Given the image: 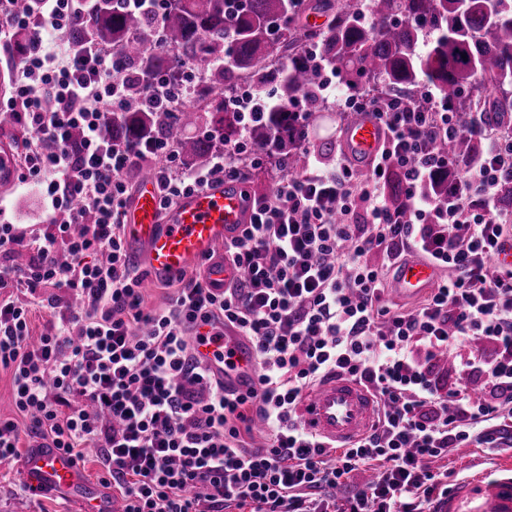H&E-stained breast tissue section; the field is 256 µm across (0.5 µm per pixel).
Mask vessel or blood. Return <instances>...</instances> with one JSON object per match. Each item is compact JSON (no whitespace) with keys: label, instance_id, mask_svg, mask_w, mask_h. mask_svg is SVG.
<instances>
[{"label":"vessel or blood","instance_id":"obj_1","mask_svg":"<svg viewBox=\"0 0 512 512\" xmlns=\"http://www.w3.org/2000/svg\"><path fill=\"white\" fill-rule=\"evenodd\" d=\"M386 138L384 125L371 113L360 114L341 130L348 158L365 165L374 162ZM249 219L244 193L221 182L185 195L168 216H161L156 183L148 176L140 181L124 216L132 251L156 279L176 278L203 261L209 280L223 286L237 282L242 272L217 256L215 249L236 237ZM438 282L436 266L412 257L399 264L392 290L402 297L416 298L436 288ZM189 342L226 391L256 388L251 341L237 336L233 329L203 325L191 333ZM377 409L373 395L357 382L333 376L319 383L300 403L303 424L336 444L365 435ZM23 469L35 491H71L80 512H122L116 499L99 489L88 490L81 467L67 455L34 448L26 454ZM438 512H512V467L501 465L465 478L441 501Z\"/></svg>","mask_w":512,"mask_h":512}]
</instances>
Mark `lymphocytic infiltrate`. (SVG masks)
Wrapping results in <instances>:
<instances>
[{
	"mask_svg": "<svg viewBox=\"0 0 512 512\" xmlns=\"http://www.w3.org/2000/svg\"><path fill=\"white\" fill-rule=\"evenodd\" d=\"M26 2L19 14L15 0H0V34L37 31L0 115L27 134L15 163L20 182L40 189L45 223H0V369L19 414L0 419L1 465L25 436L78 462L95 450L125 512H435L433 462L467 444L512 447V269L494 262L512 231L501 200L512 126L480 112L460 125L424 92L379 106L324 75L321 106L374 113L387 129L372 168L362 175L344 157L310 153L302 173L251 196L248 224L225 244L241 281L218 288L200 272L148 309L125 247L131 175L154 164L167 212L212 182L244 184V166L274 158L243 136L187 172L169 141L113 138V113L179 111L197 73L182 61L166 75L131 76L112 50L74 46L69 34L90 24L96 0ZM458 135L479 139L481 154L438 150ZM393 172L402 211L382 191ZM438 175L451 184L447 197L424 192ZM22 251L29 260L15 266ZM412 253L440 268V284L415 309L395 311L386 273ZM47 286L66 302L35 335L32 310ZM201 322L254 341L257 390L228 393L207 374L186 340ZM452 373L479 397L449 386ZM332 375L379 405L372 430L341 450L297 415ZM367 468L372 478L353 485Z\"/></svg>",
	"mask_w": 512,
	"mask_h": 512,
	"instance_id": "f902f5d3",
	"label": "lymphocytic infiltrate"
}]
</instances>
